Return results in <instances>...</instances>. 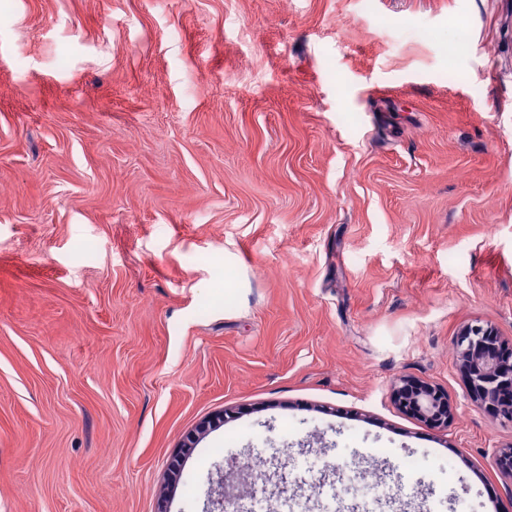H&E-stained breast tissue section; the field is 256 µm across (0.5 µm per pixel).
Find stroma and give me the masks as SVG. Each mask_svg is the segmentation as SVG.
<instances>
[{"label":"stroma","instance_id":"obj_1","mask_svg":"<svg viewBox=\"0 0 512 512\" xmlns=\"http://www.w3.org/2000/svg\"><path fill=\"white\" fill-rule=\"evenodd\" d=\"M474 322L512 343V0H0V512L273 459L280 512H512ZM409 401L412 406L410 410L431 425L445 427L453 418L448 397L432 384L419 383Z\"/></svg>","mask_w":512,"mask_h":512}]
</instances>
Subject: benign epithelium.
I'll return each mask as SVG.
<instances>
[{
    "label": "benign epithelium",
    "mask_w": 512,
    "mask_h": 512,
    "mask_svg": "<svg viewBox=\"0 0 512 512\" xmlns=\"http://www.w3.org/2000/svg\"><path fill=\"white\" fill-rule=\"evenodd\" d=\"M455 347L467 372L474 401L512 419V406L499 405L504 394L512 403V364L504 361V346L495 329L480 324L467 326L456 336ZM410 404L414 414L434 426L446 427L453 418L446 394L429 383L418 384ZM496 466L502 476L512 480V445L497 451ZM215 484L207 512H225L227 503L235 498L234 489L225 485L220 470Z\"/></svg>",
    "instance_id": "obj_1"
}]
</instances>
